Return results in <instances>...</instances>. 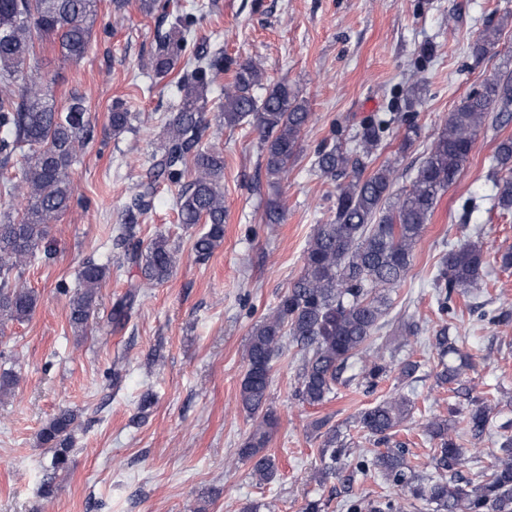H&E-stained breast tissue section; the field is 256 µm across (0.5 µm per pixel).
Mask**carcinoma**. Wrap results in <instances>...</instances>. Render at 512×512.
I'll list each match as a JSON object with an SVG mask.
<instances>
[{
  "mask_svg": "<svg viewBox=\"0 0 512 512\" xmlns=\"http://www.w3.org/2000/svg\"><path fill=\"white\" fill-rule=\"evenodd\" d=\"M164 8L170 21L168 29L157 35L152 69L157 79L176 75L179 101L166 123L159 153L152 157L150 174L164 175L181 185L178 219L187 226L205 225L192 245L196 258L205 260L224 242L226 216L221 189L224 155L215 148H200L209 127L205 114L211 87L222 73L232 72L216 119L226 128L245 121L256 126L262 137L266 175L275 189L288 179L312 113L288 80L264 85L263 73L252 61L238 62L219 51L197 50L186 57L187 35L195 18L178 3H167ZM97 15V0H0V163L21 157L18 176L7 181L4 189L24 203L17 216L0 217L1 321H24L37 306L36 294L15 283L16 273L40 250L47 259L53 255L51 245L45 243L48 228L74 201L72 167L92 134L83 95L71 94L68 105L60 108L44 85L29 76L38 69L35 40L50 41L62 59L78 62L89 49ZM496 44L497 30L486 29L473 43L472 54L481 59ZM511 120L512 77L482 84L448 114L410 185L398 192L393 191L391 164L376 165L383 122H365L350 142L317 150L313 168L320 177L346 178L337 186L335 216L316 225L304 252L301 276L253 328L245 353L239 403L253 419V426L238 457L251 463L258 481L270 482L278 471L275 456L268 453L275 424L267 407L273 363L292 348L301 354L295 396L309 406L328 399L352 362L359 364L360 383L369 388L388 376L390 362L370 347L380 321L389 313L386 289L406 279L426 224L441 195L461 175L479 130L486 125L498 128ZM109 125L114 138L131 130L132 115L123 103L112 105ZM189 162L194 175L184 183ZM491 177L497 188L494 207L512 211V137L498 141ZM154 192L152 178L137 185L114 238L113 245L122 252L119 266L138 270V277L130 278L126 291L112 302L109 319L115 327L129 321L144 284L166 283L177 264L176 250L166 236L158 234L145 245L136 239V216L150 209ZM485 258L478 241H468L443 256L433 280L441 312L454 311L453 294L483 286ZM108 278L109 266L93 261L84 264L77 291L68 303L74 328L86 327L96 309L99 289ZM434 339L440 357L455 354L460 358L459 365H446L437 375L438 383L452 384L467 366L468 356L461 352L457 339L448 336V328L438 331ZM411 408L407 396L395 393L357 417L360 429L385 445L368 464L389 488L407 492L405 498L383 495L370 505V512H408L418 501L432 506L433 512H512V436L503 443V455L496 458L490 473L475 484L463 477V469L478 458L477 449L464 447L450 417L435 416L424 426L433 444L427 462L430 471H418L408 460V448L389 445ZM490 411L486 399L471 400L466 425L472 440L479 441L486 433ZM74 422L73 411L61 409L39 432L41 444L53 450L56 473L69 466ZM324 426V421L313 424L323 437V482L336 476L346 455L340 434L333 428L325 431Z\"/></svg>",
  "mask_w": 512,
  "mask_h": 512,
  "instance_id": "carcinoma-1",
  "label": "carcinoma"
}]
</instances>
